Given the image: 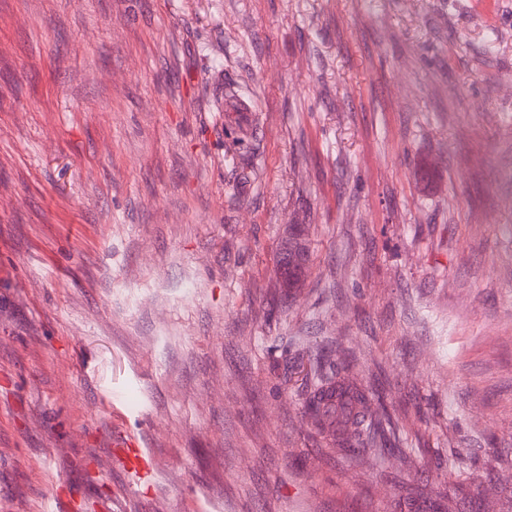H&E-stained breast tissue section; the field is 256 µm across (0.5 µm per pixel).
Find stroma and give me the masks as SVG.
I'll list each match as a JSON object with an SVG mask.
<instances>
[{
  "mask_svg": "<svg viewBox=\"0 0 512 512\" xmlns=\"http://www.w3.org/2000/svg\"><path fill=\"white\" fill-rule=\"evenodd\" d=\"M316 353L406 458L303 418ZM55 490L512 512V0H0V512Z\"/></svg>",
  "mask_w": 512,
  "mask_h": 512,
  "instance_id": "obj_1",
  "label": "stroma"
}]
</instances>
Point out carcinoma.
<instances>
[{
    "instance_id": "obj_1",
    "label": "carcinoma",
    "mask_w": 512,
    "mask_h": 512,
    "mask_svg": "<svg viewBox=\"0 0 512 512\" xmlns=\"http://www.w3.org/2000/svg\"><path fill=\"white\" fill-rule=\"evenodd\" d=\"M344 373L323 356L313 357L304 413L320 433L333 436L334 447L374 453L386 446L383 422L370 413L375 393L349 383Z\"/></svg>"
}]
</instances>
